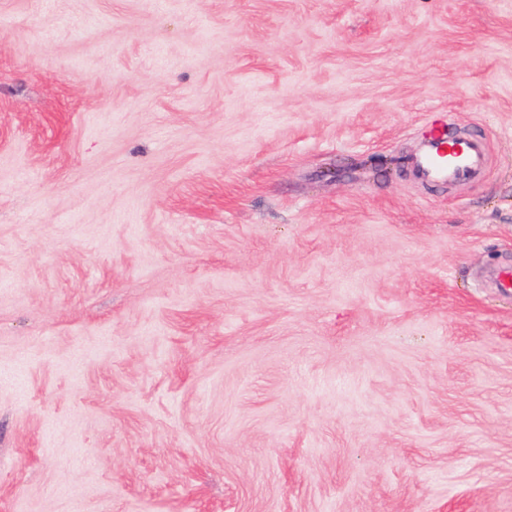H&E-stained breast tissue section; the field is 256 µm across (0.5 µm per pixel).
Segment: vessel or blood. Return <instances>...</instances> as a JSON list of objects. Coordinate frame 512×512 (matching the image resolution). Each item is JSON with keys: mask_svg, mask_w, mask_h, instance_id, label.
Wrapping results in <instances>:
<instances>
[{"mask_svg": "<svg viewBox=\"0 0 512 512\" xmlns=\"http://www.w3.org/2000/svg\"><path fill=\"white\" fill-rule=\"evenodd\" d=\"M425 151L411 161L413 174L433 186L468 184L479 180L489 164L483 138L461 135L451 125L430 121Z\"/></svg>", "mask_w": 512, "mask_h": 512, "instance_id": "vessel-or-blood-1", "label": "vessel or blood"}]
</instances>
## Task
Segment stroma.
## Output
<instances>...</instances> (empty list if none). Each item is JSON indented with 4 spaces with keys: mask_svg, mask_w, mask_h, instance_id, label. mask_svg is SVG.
<instances>
[{
    "mask_svg": "<svg viewBox=\"0 0 512 512\" xmlns=\"http://www.w3.org/2000/svg\"><path fill=\"white\" fill-rule=\"evenodd\" d=\"M505 268L512 0H0V512H512ZM426 139V149L412 159L411 171L430 185L468 184L484 175L489 151L482 137L457 134L450 124L432 120Z\"/></svg>",
    "mask_w": 512,
    "mask_h": 512,
    "instance_id": "35a3bbf8",
    "label": "stroma"
}]
</instances>
